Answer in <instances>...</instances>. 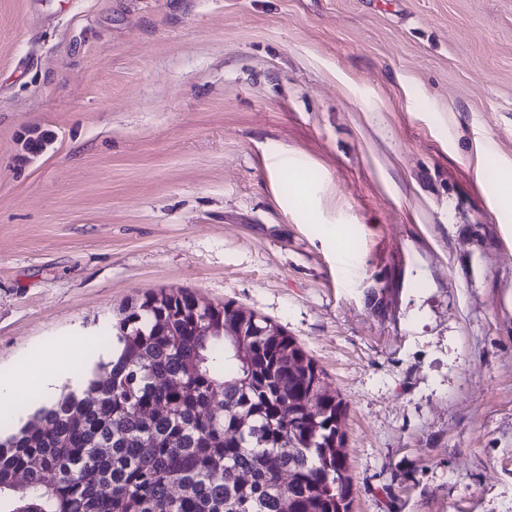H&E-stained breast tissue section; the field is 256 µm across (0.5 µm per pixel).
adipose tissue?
<instances>
[{
  "instance_id": "adipose-tissue-1",
  "label": "adipose tissue",
  "mask_w": 512,
  "mask_h": 512,
  "mask_svg": "<svg viewBox=\"0 0 512 512\" xmlns=\"http://www.w3.org/2000/svg\"><path fill=\"white\" fill-rule=\"evenodd\" d=\"M81 349V340L75 337L70 341L69 350L51 361L28 364L20 371L0 373V413L20 417L24 412L19 400L21 394L34 392L50 401L61 384H77L79 377L73 370V362Z\"/></svg>"
}]
</instances>
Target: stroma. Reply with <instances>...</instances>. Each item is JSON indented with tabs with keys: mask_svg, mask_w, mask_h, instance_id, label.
<instances>
[{
	"mask_svg": "<svg viewBox=\"0 0 512 512\" xmlns=\"http://www.w3.org/2000/svg\"><path fill=\"white\" fill-rule=\"evenodd\" d=\"M161 289L315 360L352 512H512V0H0V371Z\"/></svg>",
	"mask_w": 512,
	"mask_h": 512,
	"instance_id": "1",
	"label": "stroma"
}]
</instances>
